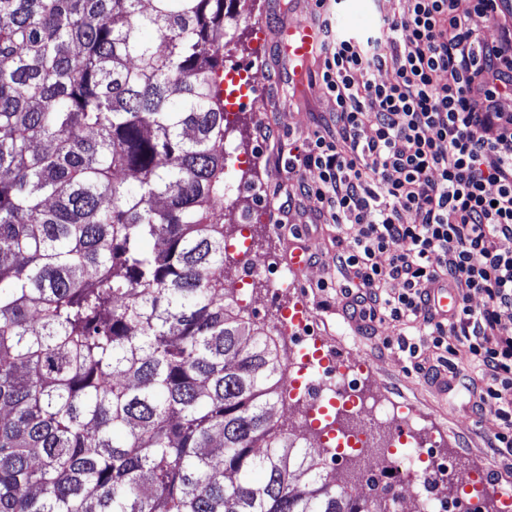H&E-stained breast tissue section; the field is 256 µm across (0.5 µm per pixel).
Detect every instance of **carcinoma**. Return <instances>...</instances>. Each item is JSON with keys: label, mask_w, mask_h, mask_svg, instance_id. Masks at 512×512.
Listing matches in <instances>:
<instances>
[{"label": "carcinoma", "mask_w": 512, "mask_h": 512, "mask_svg": "<svg viewBox=\"0 0 512 512\" xmlns=\"http://www.w3.org/2000/svg\"><path fill=\"white\" fill-rule=\"evenodd\" d=\"M238 2L0 0V512H389L224 287Z\"/></svg>", "instance_id": "cac0c4a2"}]
</instances>
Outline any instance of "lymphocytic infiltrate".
<instances>
[{"mask_svg":"<svg viewBox=\"0 0 512 512\" xmlns=\"http://www.w3.org/2000/svg\"><path fill=\"white\" fill-rule=\"evenodd\" d=\"M407 2L377 37L336 32L317 17L315 75L335 103L332 125L290 150L285 169L317 170L318 181L299 188L317 202L314 219L359 228L353 241L336 239L338 270L360 281L336 286L350 319L364 332L404 324L398 349L446 390H471L481 373L473 406L499 401L503 430L492 446L511 456L512 328L501 317L512 313V252L497 242L512 239V113L499 108L512 96V0H470L464 11L459 0ZM489 23L499 29L493 46L479 37ZM388 67L393 82L372 80ZM435 287L457 296L449 316L429 305ZM474 294L481 308L470 306ZM421 336L438 349L464 347L471 373L446 378L426 365Z\"/></svg>","mask_w":512,"mask_h":512,"instance_id":"obj_1","label":"lymphocytic infiltrate"}]
</instances>
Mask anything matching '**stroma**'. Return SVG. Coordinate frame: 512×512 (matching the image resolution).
Segmentation results:
<instances>
[{"label":"stroma","mask_w":512,"mask_h":512,"mask_svg":"<svg viewBox=\"0 0 512 512\" xmlns=\"http://www.w3.org/2000/svg\"><path fill=\"white\" fill-rule=\"evenodd\" d=\"M405 0H339L336 10L363 36L375 35L384 19L403 11ZM242 20L224 48L225 69L251 72L255 91L231 115L226 138L235 154L226 158L224 179L235 186L224 200L225 235H235L240 225H248L258 264L267 271L286 268L288 244L300 238L310 249V267L295 277L325 349L348 357L368 360L373 369L362 387L374 399L407 402L419 414V430L432 436L440 460L464 467L489 465L491 487L474 505L480 512H495L494 486L512 489V469L502 466L489 443L501 432L497 401H486L482 410L469 408L468 392L442 391L413 370L405 354L391 347L399 332L398 323L377 324L374 335H360L342 312V302L334 288L340 275L336 270V227L312 224L308 217L315 202L300 198L290 220L292 230L278 229L269 202L255 200L256 188L276 189L287 173L281 160L287 159L290 145H301L318 124L331 120L333 103L326 97L308 70L296 79L303 103L288 102L286 61L276 51L281 31L289 20L309 21L314 13L310 0H240ZM247 300L257 322L277 327L291 296L272 294L264 278H251Z\"/></svg>","instance_id":"35a3bbf8"}]
</instances>
